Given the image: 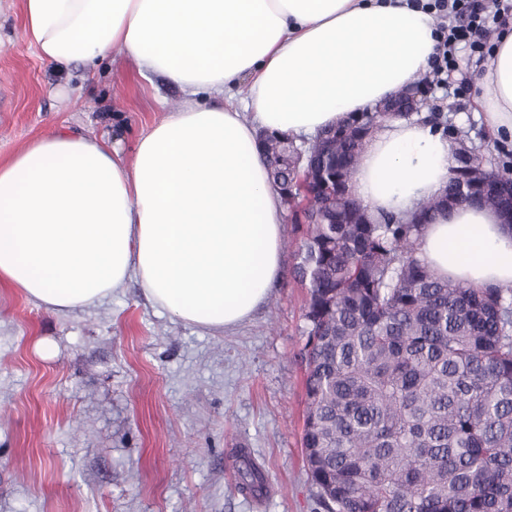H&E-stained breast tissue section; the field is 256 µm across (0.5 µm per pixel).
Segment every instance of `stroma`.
<instances>
[{
  "instance_id": "1",
  "label": "stroma",
  "mask_w": 512,
  "mask_h": 512,
  "mask_svg": "<svg viewBox=\"0 0 512 512\" xmlns=\"http://www.w3.org/2000/svg\"><path fill=\"white\" fill-rule=\"evenodd\" d=\"M181 89L144 79L120 49L88 76L43 61L22 0H0V160L73 131L131 158L178 109ZM487 164L512 165L472 82L430 87L417 117ZM283 227V274L247 320L207 330L154 307L128 282L95 307L47 310L0 281V512H322L304 466L303 288ZM51 340L52 357L37 342ZM261 495L238 487L244 462Z\"/></svg>"
}]
</instances>
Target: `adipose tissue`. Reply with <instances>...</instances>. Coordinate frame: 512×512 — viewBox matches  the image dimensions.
<instances>
[{
    "label": "adipose tissue",
    "mask_w": 512,
    "mask_h": 512,
    "mask_svg": "<svg viewBox=\"0 0 512 512\" xmlns=\"http://www.w3.org/2000/svg\"><path fill=\"white\" fill-rule=\"evenodd\" d=\"M23 11L42 59L93 67L117 46L184 101L131 159L60 132L0 163V280L60 313L133 280L154 306L213 330L249 318L283 272V202L259 133L314 134L371 111L429 71L439 41L432 13L408 0H23ZM474 88L496 139L512 143V26ZM456 165L432 124L392 119L351 194L408 217ZM419 255L445 278L512 287V228L495 210L436 213Z\"/></svg>",
    "instance_id": "ef3b65f1"
}]
</instances>
